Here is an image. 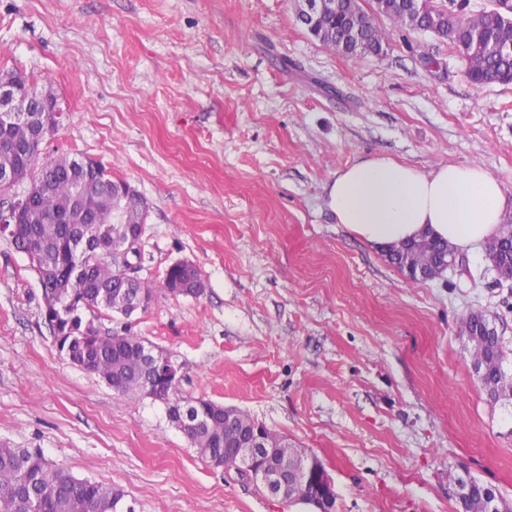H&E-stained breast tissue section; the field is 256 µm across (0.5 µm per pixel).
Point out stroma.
Returning <instances> with one entry per match:
<instances>
[{"instance_id":"stroma-1","label":"stroma","mask_w":512,"mask_h":512,"mask_svg":"<svg viewBox=\"0 0 512 512\" xmlns=\"http://www.w3.org/2000/svg\"><path fill=\"white\" fill-rule=\"evenodd\" d=\"M297 0H0V73L63 115L41 159L99 162L148 204L127 327L182 366L176 395L234 406L316 456L335 512H461L463 474L512 503V407L460 332L488 315L512 369V282L484 248L426 282L336 223L326 183L382 154L478 165L512 196V84L477 86L447 41L395 30L350 58ZM187 260L201 296L163 291ZM27 256L0 236V442L121 487L135 512H304L204 462L161 401L122 397L60 353Z\"/></svg>"}]
</instances>
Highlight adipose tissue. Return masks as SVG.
<instances>
[{"label":"adipose tissue","instance_id":"1","mask_svg":"<svg viewBox=\"0 0 512 512\" xmlns=\"http://www.w3.org/2000/svg\"><path fill=\"white\" fill-rule=\"evenodd\" d=\"M325 190L337 223L385 251L426 234L461 249L484 245L512 209L502 183L480 166L422 172L383 155L357 158Z\"/></svg>","mask_w":512,"mask_h":512}]
</instances>
